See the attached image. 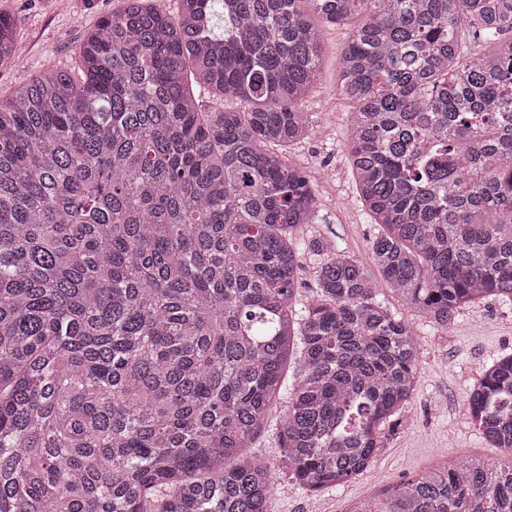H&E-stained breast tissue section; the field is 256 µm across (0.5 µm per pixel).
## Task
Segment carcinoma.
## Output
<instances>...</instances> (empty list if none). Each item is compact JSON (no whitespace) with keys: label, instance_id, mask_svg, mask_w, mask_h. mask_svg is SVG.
Wrapping results in <instances>:
<instances>
[{"label":"carcinoma","instance_id":"1","mask_svg":"<svg viewBox=\"0 0 512 512\" xmlns=\"http://www.w3.org/2000/svg\"><path fill=\"white\" fill-rule=\"evenodd\" d=\"M178 2L126 0L76 70L0 98V512H269L245 448L293 360L284 467L338 486L415 389L420 342L380 287L443 329L512 300V0ZM321 22L349 28L347 158L382 280L319 239L298 316L319 201L287 148L315 123ZM17 52L0 14V65ZM467 405L512 456V354ZM356 512H512V462Z\"/></svg>","mask_w":512,"mask_h":512}]
</instances>
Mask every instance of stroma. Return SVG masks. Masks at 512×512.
<instances>
[{
    "mask_svg": "<svg viewBox=\"0 0 512 512\" xmlns=\"http://www.w3.org/2000/svg\"><path fill=\"white\" fill-rule=\"evenodd\" d=\"M122 0H0V12L17 24L19 51L0 65V96L49 68L71 67L87 29L120 9ZM325 56L321 78L306 98L304 111L317 120L308 138L291 146L293 162L312 180L320 210L299 245L302 252L296 310L316 295L319 259L314 239H334L345 251L371 265L369 240L375 232L357 198L345 151L350 109L340 91L339 61L348 31L322 27ZM407 318L418 335L421 363L415 391L401 411L403 425L381 449L370 467L339 486L311 492L293 481L281 466L277 425L287 400L279 398L266 426L250 444L252 455L266 458L276 474L270 512H352L360 502L378 500L402 482L418 477L442 461L471 457L503 458L472 425L467 399L483 370L512 352V302L490 297L463 307L449 329L410 311Z\"/></svg>",
    "mask_w": 512,
    "mask_h": 512,
    "instance_id": "35a3bbf8",
    "label": "stroma"
}]
</instances>
